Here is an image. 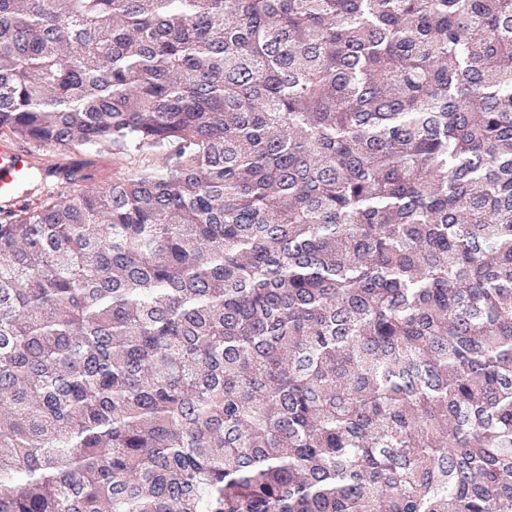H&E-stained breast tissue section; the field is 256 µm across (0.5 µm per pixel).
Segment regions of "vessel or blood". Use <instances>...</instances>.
Listing matches in <instances>:
<instances>
[{
  "label": "vessel or blood",
  "instance_id": "b4317fda",
  "mask_svg": "<svg viewBox=\"0 0 512 512\" xmlns=\"http://www.w3.org/2000/svg\"><path fill=\"white\" fill-rule=\"evenodd\" d=\"M64 165L43 164L39 156L21 148L14 137L0 135V210L14 209L30 196L34 187H47L64 178Z\"/></svg>",
  "mask_w": 512,
  "mask_h": 512
}]
</instances>
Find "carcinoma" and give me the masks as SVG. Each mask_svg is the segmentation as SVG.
<instances>
[{"label": "carcinoma", "mask_w": 512, "mask_h": 512, "mask_svg": "<svg viewBox=\"0 0 512 512\" xmlns=\"http://www.w3.org/2000/svg\"><path fill=\"white\" fill-rule=\"evenodd\" d=\"M0 133L171 157L0 219V512L512 508V0H0Z\"/></svg>", "instance_id": "cac0c4a2"}]
</instances>
